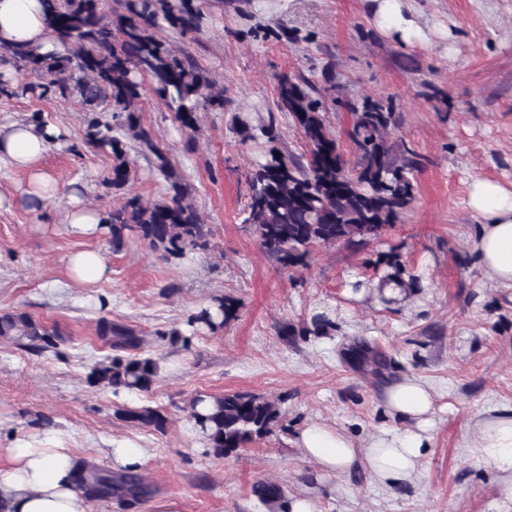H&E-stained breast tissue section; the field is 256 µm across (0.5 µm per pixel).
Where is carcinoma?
<instances>
[{
    "mask_svg": "<svg viewBox=\"0 0 512 512\" xmlns=\"http://www.w3.org/2000/svg\"><path fill=\"white\" fill-rule=\"evenodd\" d=\"M53 39L64 51L44 54L32 45L0 42V65L14 72L0 73V100L19 96L77 99L87 112L85 143L106 151L112 167L105 182L114 190L129 180L126 140L154 157L163 178L162 198L145 202L133 196L102 216L112 248H123L133 232L167 259L210 248V230L188 201L189 187L175 169L152 131L140 119L143 79L164 105L175 112L184 131L193 132L197 112L224 111V91L193 58L157 36L165 26L186 37L201 31L205 18L197 0H119L108 15L102 0H46ZM279 106L289 112L308 147L307 154L288 156L273 146L264 163L251 173L244 222L252 225L259 245L285 268L304 263L310 248L336 243H362L397 223L414 202L416 153L391 136L395 113L391 106L365 101L354 109L348 132L354 165L340 150L326 124L321 100L312 81L286 75L277 83ZM391 272L381 282L407 287L405 270L390 257ZM220 319L208 312L193 317L216 330L236 315L232 298L216 300ZM100 335L109 338L117 354L89 367L88 381L114 393L145 392L164 371L149 356H125L141 346L135 331L102 321ZM0 338L42 351L52 344L50 333L24 312L0 313ZM203 413L191 406L190 419L204 434L208 448L224 457L271 432L279 410L271 402L248 393L209 397ZM124 418L143 425H162L161 415L149 408L127 410ZM76 480L86 500L115 497L129 505L148 493L142 476L78 465Z\"/></svg>",
    "mask_w": 512,
    "mask_h": 512,
    "instance_id": "obj_1",
    "label": "carcinoma"
}]
</instances>
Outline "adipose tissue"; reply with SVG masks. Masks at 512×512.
<instances>
[{
  "label": "adipose tissue",
  "mask_w": 512,
  "mask_h": 512,
  "mask_svg": "<svg viewBox=\"0 0 512 512\" xmlns=\"http://www.w3.org/2000/svg\"><path fill=\"white\" fill-rule=\"evenodd\" d=\"M375 23L405 45L426 35L406 0H363ZM0 41L58 51L47 21L44 0H0ZM55 126L15 123L0 130V161L27 172V204L38 209L58 191L56 181L37 170L49 139L61 137ZM467 206L478 218L475 252L482 279L512 292V187L472 178ZM381 407L390 425L357 443L343 428L313 423L300 431L297 444L325 473L347 475L367 470L383 487L414 483L433 438L435 390L417 377L384 386ZM474 437L471 458L493 472L505 500L512 502V405L469 418ZM0 512H83V492L75 481L76 458L68 448L15 444L0 453Z\"/></svg>",
  "instance_id": "1"
}]
</instances>
